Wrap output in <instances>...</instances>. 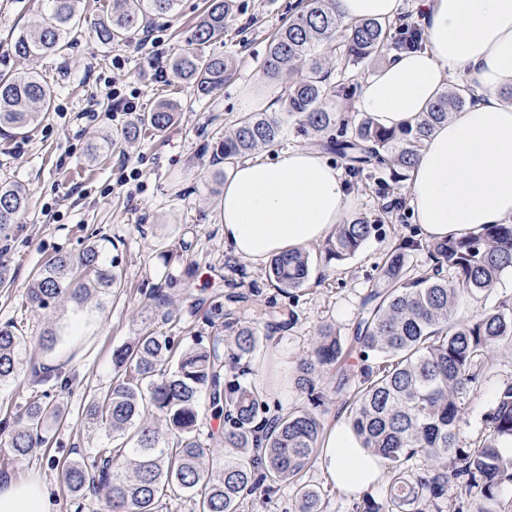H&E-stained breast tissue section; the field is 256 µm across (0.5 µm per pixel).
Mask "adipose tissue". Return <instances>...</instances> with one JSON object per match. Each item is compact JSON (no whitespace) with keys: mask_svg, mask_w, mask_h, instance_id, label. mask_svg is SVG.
<instances>
[{"mask_svg":"<svg viewBox=\"0 0 512 512\" xmlns=\"http://www.w3.org/2000/svg\"><path fill=\"white\" fill-rule=\"evenodd\" d=\"M347 22L388 21L402 0H335ZM424 49L391 53L363 81L356 109L379 126L413 125L465 77L472 103L437 124L412 170L408 204L426 241L512 223V0H419ZM341 172L312 148L235 163L224 179V244L253 263L325 239L348 205ZM329 480L346 494L376 486L380 460L337 422L322 440ZM0 512H52L38 481H0Z\"/></svg>","mask_w":512,"mask_h":512,"instance_id":"1","label":"adipose tissue"}]
</instances>
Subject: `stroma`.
I'll return each instance as SVG.
<instances>
[{"label": "stroma", "instance_id": "stroma-1", "mask_svg": "<svg viewBox=\"0 0 512 512\" xmlns=\"http://www.w3.org/2000/svg\"><path fill=\"white\" fill-rule=\"evenodd\" d=\"M297 3L235 0L223 41L210 47L228 59L233 77L201 98L174 78L157 79L154 64L184 48L185 32L202 14L204 0H180L175 17L148 22L130 42L108 46L98 42L90 22L109 13L112 0H84L87 25L71 35L61 57L34 65L56 89L52 112L27 137L0 136V179L22 183L31 199L23 223L9 239H0V263L11 275L0 287V326H16L23 334L25 360L62 363L69 372L62 387L46 389L24 376L0 386V477H39L57 512L104 510L95 493L74 499L59 479L58 465L88 458L109 442L84 409L92 395L111 386L115 348L147 330L175 337L185 348L198 337H230L251 324L261 338L251 366L267 363L271 378L283 377L309 350L320 326L350 334L385 259L403 241L423 239L404 202L408 179L397 181L376 169L347 181L349 213L366 217L371 235L342 261L325 262L322 244L308 247L313 269L300 290L282 292L268 279L267 265L237 258L225 246L218 210L224 161L216 148L243 111L242 89L263 77L271 36L293 17ZM37 19L36 0H0V72L26 69V62L13 56L10 37ZM113 84L136 93L143 112L172 102L176 121L165 133L142 134L123 151L94 162L88 155L91 144L130 120L108 109ZM93 240L114 261L121 286L101 303H89L75 329L72 303L41 310L30 305L27 289L34 273L56 254H78ZM157 292L164 305L154 301ZM47 329L58 333L50 351L40 344ZM362 366L360 358H351L345 383L323 381L324 401L317 412L325 424L348 419ZM510 383L512 347L504 345L495 349L474 389L460 398L461 446L486 436V416ZM45 392L60 417L48 419L46 445L15 459L8 433L31 397Z\"/></svg>", "mask_w": 512, "mask_h": 512}]
</instances>
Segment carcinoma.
<instances>
[{
	"label": "carcinoma",
	"mask_w": 512,
	"mask_h": 512,
	"mask_svg": "<svg viewBox=\"0 0 512 512\" xmlns=\"http://www.w3.org/2000/svg\"><path fill=\"white\" fill-rule=\"evenodd\" d=\"M39 2L40 22L13 40L12 51L23 61L61 54L83 21L81 0ZM177 5L178 0H113L112 11L94 22L97 39L103 45L122 43L143 23L172 17ZM232 11V0H206L186 37L188 48L169 62L172 76L191 84L201 98L231 78L224 57L201 48L224 39ZM391 28L373 19L346 23L333 0H299L297 13L272 36L262 64L269 80L288 78L281 100L285 118L242 113L219 144L223 159L231 163L277 145L285 120L293 118L313 147L335 155L354 175L386 167L397 178L412 169L433 127L464 109L468 98L446 92L412 126L386 129L365 117L349 132L336 128L335 105L350 95V85L332 79L326 67L334 57L343 68H353L399 47L389 43ZM54 96L34 71L0 74V134L26 135L47 118ZM174 119L170 103L137 113L111 139L92 145L91 156L95 159L147 130L162 133ZM29 209L20 183L0 181V237H8ZM371 231L363 217L337 225L324 248L326 259L355 255ZM425 248L436 261L434 273L417 272L402 253L393 252L362 304L353 335L344 338L327 325L318 328L290 384L318 405L322 395L317 389L327 375L345 367L355 354L375 356V365L360 371L349 404L350 423L362 448L384 461L386 482L379 496L364 495L353 512H464L472 505L477 512H509L512 503L500 501L499 492L512 483V455L498 441L512 437V384L499 392L487 414L489 434L467 448L460 447L459 394L477 383L478 365L491 360L501 343H512V306L482 305L470 315L458 308L464 299L482 303L502 275L512 271V224L427 242ZM310 274V257L298 250L277 255L268 269L270 281L288 290L304 286ZM118 285L114 265L92 243L77 255L59 254L39 269L28 300L46 310L69 299L82 309L91 297L109 295ZM258 341L245 325L228 353L220 336L178 353L171 337L153 332L115 349L113 384L87 404L85 414L106 435L123 442L98 449L89 462L61 467V481L71 495L101 494L109 512H158L167 492L177 488L195 498L197 512H240L247 496L259 491L271 495L288 483L297 489L299 512H324L321 492L303 481L325 430L319 416L302 408L261 418L271 390L239 382L246 372L236 364L253 355ZM24 345L14 326L0 327V384L24 372L36 385L63 382L61 365L24 368ZM202 393L208 395L212 412L226 418L222 452L205 447L196 435ZM152 412L164 418L166 430L146 422ZM57 414V406L40 396L27 403L11 435L16 458H27L45 443L44 422ZM170 437L175 447L169 450L163 443ZM417 456L425 464L413 470L408 462ZM450 483L457 489L453 500L448 499Z\"/></svg>",
	"instance_id": "obj_1"
}]
</instances>
